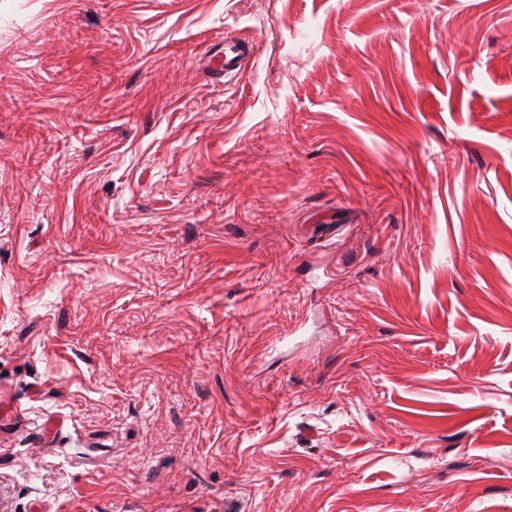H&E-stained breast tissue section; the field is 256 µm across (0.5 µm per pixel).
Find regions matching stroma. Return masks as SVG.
<instances>
[{
    "label": "stroma",
    "mask_w": 512,
    "mask_h": 512,
    "mask_svg": "<svg viewBox=\"0 0 512 512\" xmlns=\"http://www.w3.org/2000/svg\"><path fill=\"white\" fill-rule=\"evenodd\" d=\"M0 512H512V0H0ZM253 54V45L234 36H224V55L210 57L209 66L216 75L224 78L238 74L249 62Z\"/></svg>",
    "instance_id": "stroma-1"
}]
</instances>
